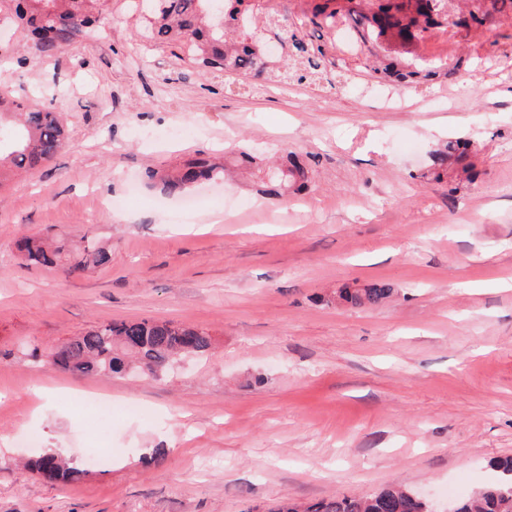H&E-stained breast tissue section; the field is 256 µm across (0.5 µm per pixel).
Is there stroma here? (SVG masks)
<instances>
[{
  "mask_svg": "<svg viewBox=\"0 0 512 512\" xmlns=\"http://www.w3.org/2000/svg\"><path fill=\"white\" fill-rule=\"evenodd\" d=\"M25 41L0 27V90L53 87L42 103L69 140L0 188V512H276L390 485L444 502L512 457V24L427 34L416 59H463L469 84L394 95L348 45L317 82L202 70L143 37L134 0H108L99 39L53 61L18 60ZM458 137L474 177L422 179ZM238 143L267 160L292 148L307 189L205 182L193 192L207 202L185 212L163 193L161 174ZM126 194L124 209L102 204ZM32 236L91 237L112 260L78 277L32 266L17 249ZM346 283L393 293L354 309L336 298ZM138 319L206 330L213 349L161 380L30 357ZM87 392L112 399L107 438ZM48 448L104 463L52 484L20 465Z\"/></svg>",
  "mask_w": 512,
  "mask_h": 512,
  "instance_id": "1",
  "label": "stroma"
}]
</instances>
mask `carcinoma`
Wrapping results in <instances>:
<instances>
[{
  "label": "carcinoma",
  "instance_id": "obj_1",
  "mask_svg": "<svg viewBox=\"0 0 512 512\" xmlns=\"http://www.w3.org/2000/svg\"><path fill=\"white\" fill-rule=\"evenodd\" d=\"M147 31L158 42H178L202 68H213L240 77H271L267 51L258 47L248 18L259 13L260 0H153ZM323 0L313 24L330 36L338 27L373 56L367 75L386 79L397 87H416L433 82L440 66L416 64L408 51L394 45V38L408 29L418 36L453 20L467 29L488 27L496 21H512V0H471L464 11L459 0H347L345 7H330ZM107 0H0V12L14 18L30 36L35 54L52 59L79 36L90 31L104 13ZM279 31L281 47L303 69L282 77L300 82L311 80L333 65L325 45L314 42L283 18L270 20ZM66 140L65 127L57 113L28 97L0 92V188L19 172L37 170L51 161ZM469 144L448 140L430 152L429 173L440 180L448 170L470 172ZM262 170L260 159L245 149L228 160L186 161L163 179L170 193H183L194 184L224 178L230 169ZM307 172L297 161L265 171L262 193L283 197L305 189ZM25 259L46 268L60 267L71 276L108 265L109 250L94 244L71 254L63 245L50 247L26 239L19 246ZM393 293L386 284L367 288L346 285L337 290L338 300L355 308L374 307ZM212 348L211 334L169 321L134 320L96 326L55 348L34 351L35 362L46 368L81 374H122L130 367L158 378L180 356L204 357ZM28 468L60 484L75 482L86 470L62 455L42 454L28 461ZM492 480L460 503L459 512H512V458L489 463ZM303 512H430L427 503L409 488L389 487L366 497L336 496L323 499Z\"/></svg>",
  "mask_w": 512,
  "mask_h": 512
}]
</instances>
